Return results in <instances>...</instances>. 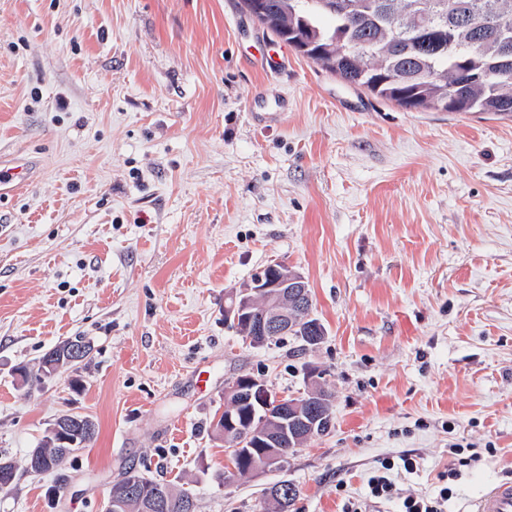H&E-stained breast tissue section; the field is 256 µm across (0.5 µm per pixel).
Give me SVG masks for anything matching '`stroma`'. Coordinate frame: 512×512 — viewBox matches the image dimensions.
<instances>
[{
    "mask_svg": "<svg viewBox=\"0 0 512 512\" xmlns=\"http://www.w3.org/2000/svg\"><path fill=\"white\" fill-rule=\"evenodd\" d=\"M0 171V455L20 468L0 512H103L142 466L197 512H256L281 480L291 512H342L404 454L383 512L446 485L472 512L512 478V118L374 98L238 0H0ZM273 262L306 278L317 347L226 323ZM75 336L78 370L23 382ZM310 368L331 430L226 481L225 383L296 397ZM68 412L94 440L24 472Z\"/></svg>",
    "mask_w": 512,
    "mask_h": 512,
    "instance_id": "35a3bbf8",
    "label": "stroma"
}]
</instances>
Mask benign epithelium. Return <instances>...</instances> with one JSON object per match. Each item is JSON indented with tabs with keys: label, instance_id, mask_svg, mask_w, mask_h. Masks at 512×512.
I'll use <instances>...</instances> for the list:
<instances>
[{
	"label": "benign epithelium",
	"instance_id": "obj_1",
	"mask_svg": "<svg viewBox=\"0 0 512 512\" xmlns=\"http://www.w3.org/2000/svg\"><path fill=\"white\" fill-rule=\"evenodd\" d=\"M312 301L306 279L285 263L264 268L231 295V305L224 309V319L233 323L254 346H264L279 337L302 328L309 319L306 307ZM87 359L85 348L59 344L43 364L42 378L49 379L63 365L76 367ZM251 405V420L243 428L236 423L232 409ZM279 409L272 413V405ZM224 410L217 415L214 427L224 439L226 466L235 464L249 474L283 466L280 447L291 438H308L322 429V415L313 402L302 404L285 397H274L265 381L252 375L239 376L225 383ZM55 443L62 450L83 448L92 428L77 413L61 415L50 427Z\"/></svg>",
	"mask_w": 512,
	"mask_h": 512
}]
</instances>
